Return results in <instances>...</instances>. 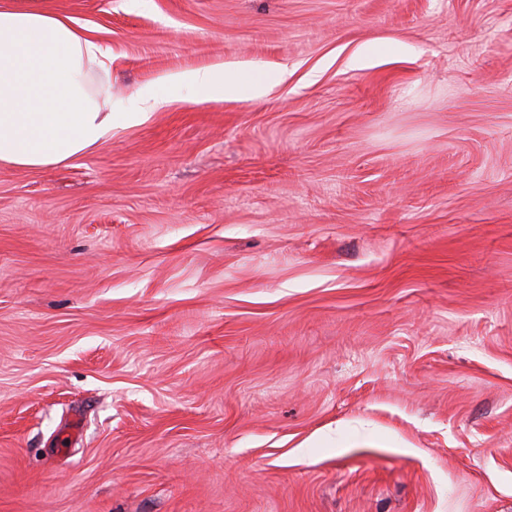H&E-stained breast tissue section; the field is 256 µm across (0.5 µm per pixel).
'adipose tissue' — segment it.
<instances>
[{
  "mask_svg": "<svg viewBox=\"0 0 512 512\" xmlns=\"http://www.w3.org/2000/svg\"><path fill=\"white\" fill-rule=\"evenodd\" d=\"M111 62V51L75 18L32 0H0V163L30 170L68 163L161 105L150 89L131 108L113 110L108 88L88 84L91 66ZM278 78L264 72L246 81L199 68L176 80L206 98H257Z\"/></svg>",
  "mask_w": 512,
  "mask_h": 512,
  "instance_id": "obj_1",
  "label": "adipose tissue"
}]
</instances>
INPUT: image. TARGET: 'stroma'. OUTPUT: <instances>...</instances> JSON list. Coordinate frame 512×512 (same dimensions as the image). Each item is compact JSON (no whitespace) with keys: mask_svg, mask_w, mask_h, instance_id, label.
Segmentation results:
<instances>
[{"mask_svg":"<svg viewBox=\"0 0 512 512\" xmlns=\"http://www.w3.org/2000/svg\"><path fill=\"white\" fill-rule=\"evenodd\" d=\"M37 3L163 103L0 163V512H512V0ZM283 73V69L277 72H264L258 76H253L247 83H244L243 76L236 73L231 76H224V69L199 68L179 74L175 77V80L193 88L197 94L205 98L216 94L237 96L243 93L251 98H257L262 96L267 86L275 83Z\"/></svg>","mask_w":512,"mask_h":512,"instance_id":"obj_1","label":"stroma"}]
</instances>
